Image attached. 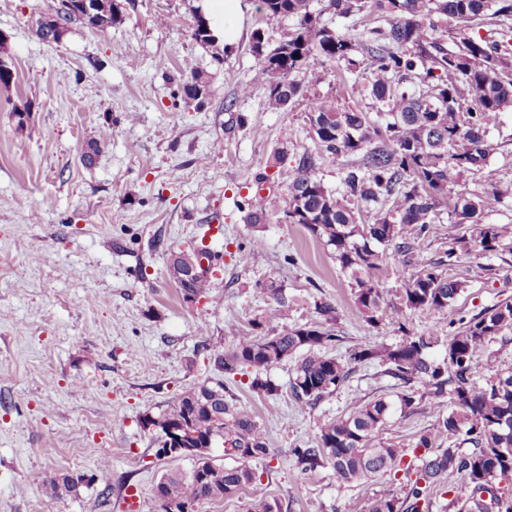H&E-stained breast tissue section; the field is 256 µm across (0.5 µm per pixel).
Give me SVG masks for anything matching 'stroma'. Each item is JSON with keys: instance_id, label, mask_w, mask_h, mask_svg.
<instances>
[{"instance_id": "35a3bbf8", "label": "stroma", "mask_w": 512, "mask_h": 512, "mask_svg": "<svg viewBox=\"0 0 512 512\" xmlns=\"http://www.w3.org/2000/svg\"><path fill=\"white\" fill-rule=\"evenodd\" d=\"M118 2L119 25L104 32L76 25L54 45L37 33L54 0H0L14 75L0 87V512H160L157 482L189 473L195 459L158 457L159 432L143 428L141 418L162 415L184 389L217 379L271 448L256 464L255 483L194 512H261L274 501L281 512H368L383 492L405 497L419 438L429 436L436 449L448 445L437 423L449 401H430L413 383L414 412L395 413L380 434L402 449L399 470L346 485L328 465L300 472L291 450L349 413L353 399H396L403 387L384 365L356 366L349 382L310 408L288 390L294 359L267 372L282 388L277 396L253 390L250 376H221L212 361L233 344L231 322L262 336L329 325L336 335L330 352L344 360L435 323L417 312L402 331L384 320L367 323L348 275L321 242L280 213L263 224L245 219L244 198L260 187L287 198L300 157L316 150L305 100L274 111L266 88L251 83L254 30L264 29L274 45L292 20L265 23L258 0H241L242 36L219 58L191 36L199 0ZM187 59L210 89L192 105L177 89ZM369 77L367 66L349 73L319 57L299 75L308 97L372 113ZM246 83L250 95L237 97ZM26 106L30 116L18 124L13 111ZM234 113L246 123L228 136ZM105 127L111 139L85 166L84 149ZM488 140L483 169L459 178L451 193L475 197L512 185V107L499 112ZM455 219L444 203L412 255L388 253L380 277L387 303L398 302L423 266L445 260L462 284L448 320L512 304V201L483 217L504 229L491 252L468 241L449 245ZM198 246L215 259L209 292L190 303L169 275L168 257ZM270 282L285 298L273 322L266 319L273 300L261 290ZM321 301L334 307L332 320L317 313ZM73 471L90 477L76 494L44 491L45 478Z\"/></svg>"}]
</instances>
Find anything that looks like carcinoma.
Wrapping results in <instances>:
<instances>
[{"mask_svg": "<svg viewBox=\"0 0 512 512\" xmlns=\"http://www.w3.org/2000/svg\"><path fill=\"white\" fill-rule=\"evenodd\" d=\"M95 2L93 16L75 6L41 20L38 32L58 25L67 34L78 23L105 31L122 21L115 0ZM310 6L311 0H260L266 21L292 18L295 25L270 49L260 31L253 33L258 65L252 83L239 86V95L246 97L252 86L264 85L269 106L284 111L304 98L303 86L293 75L307 68L310 57L342 64L350 72L359 68L360 58H369L367 91L379 105L377 119L318 99L307 103L309 130L319 156L305 153L288 183V223L302 225L330 249L341 270L350 274L359 312L374 323L383 301L379 291L383 253L378 247L405 253L430 233L450 185L485 165L491 151L488 127L512 104V0H375V9L387 16V23L367 30L364 40L323 22ZM362 8L361 0H329L327 6L339 17ZM484 16L504 22L502 40L474 39L465 33L470 23ZM441 20L457 26L451 48L437 35ZM181 75L179 92L186 99L195 101L207 94L193 61L185 60ZM467 100L474 107L464 110ZM110 136V128L100 130L99 138L81 156L84 165L94 163ZM348 155L357 159L345 173V192L335 193L311 176L316 158L335 161ZM511 196V188L496 185L474 199L457 195L453 211L459 223L471 224V238L480 251L494 250L502 237L501 228L481 223L483 213ZM392 199L399 205L387 206ZM356 201L378 206L372 222H359ZM245 205L251 224H261L281 211L276 195L261 201L251 197ZM169 274L186 301L191 296L200 300L210 288L205 273L186 285L178 282L176 272ZM461 288V283L448 278L442 263L424 266L408 281L400 304L389 305L387 319L402 330L406 309L442 318ZM227 329L233 334L232 348L215 354L214 366L228 374L251 370V387L270 396L278 394L279 386L261 374L305 349L307 354L296 363L289 381L298 404H317L350 378L353 364L375 359L406 386L424 382L430 399L438 403L450 399L454 409L439 419L437 427L450 440L464 437L472 452L463 455L451 447L432 451L428 438L421 437L418 446L424 454L407 493L409 505L403 506L388 492L372 502L369 512H419L427 488L454 471L466 476L464 489L453 500L459 512H488L485 493L494 501L495 512H512V494L499 487L501 481L512 480V373L482 382L476 360L479 351L503 331L512 330V304L497 305L461 323L443 343L440 362L428 354L435 343L432 331L394 346L360 349L344 361L326 352L336 336L318 326L286 329L273 336L242 333L232 323ZM413 405V397L406 393L398 396L396 404L382 397L358 401L348 415L325 423L311 444L291 449L295 465L306 473L329 464L346 484L393 469L400 463L401 449L377 438L395 410H411ZM177 424L188 428L198 448H206L210 439L226 444L224 452L236 464L217 467L204 452L196 456L190 473L162 477L157 484L161 512H169L171 502L193 506L231 497L256 482L253 462L267 458L270 441L237 409L234 398L224 395V383L190 387L178 394L168 412L142 418L143 427L156 428L162 436ZM81 486L71 472L44 482L45 490L57 496L75 493Z\"/></svg>", "mask_w": 512, "mask_h": 512, "instance_id": "obj_1", "label": "carcinoma"}]
</instances>
